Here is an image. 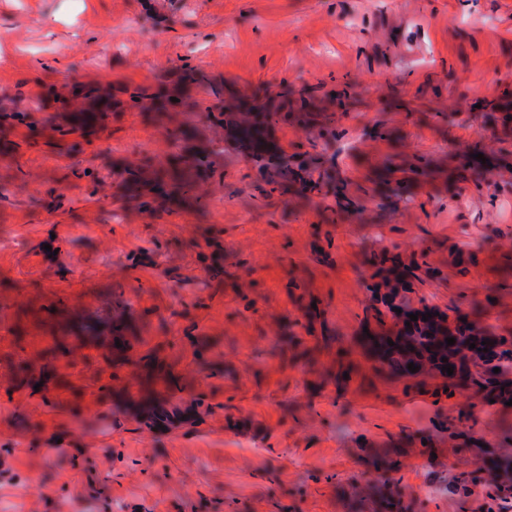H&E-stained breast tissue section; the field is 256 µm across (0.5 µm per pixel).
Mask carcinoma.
Here are the masks:
<instances>
[{
  "label": "carcinoma",
  "instance_id": "1",
  "mask_svg": "<svg viewBox=\"0 0 512 512\" xmlns=\"http://www.w3.org/2000/svg\"><path fill=\"white\" fill-rule=\"evenodd\" d=\"M127 94L129 100H118L115 107L129 105L156 113L157 123L166 135L180 142L177 150L162 158L141 157L130 161L121 174L118 187L145 209L159 201L169 202L179 197H190L202 203L211 193L214 157L224 155L223 143L228 138L235 149L247 154L265 175L270 191L286 192L289 186L297 184L303 192L320 194L332 185L334 194L342 195V188L329 169H319L316 179L306 173L310 167L318 169L317 160L308 164L269 144L272 132L288 124L290 116L283 111L281 101L271 94L259 102H242L235 112H226L222 106L206 108L207 121L210 126L223 129L224 138L211 141L210 147L203 149L188 145L189 131L169 95L151 86H137ZM100 99L97 86L64 84L62 90L54 94L53 101L72 112L73 124H54L52 130L64 138L73 133L74 125L90 124L93 115L87 113V108ZM297 121L305 129L318 130L322 136H336L333 117L326 112H299ZM369 262L388 288L383 290L378 284L368 287L375 298L366 308L362 322L368 327V333L363 335V347L376 362L405 382L406 391L427 395L435 404L452 398L460 388L472 390L483 403L493 399L503 405L512 399V336L495 335L475 314H459L451 323L447 312L426 305L416 314L430 312L431 318L412 321L408 327L395 326L399 320L395 309L410 308L405 295L410 288L408 278L416 276L421 265L414 260L401 268L389 250L371 255ZM444 336L455 339V343L444 346ZM487 339L490 343L482 345ZM390 340L394 345L388 344ZM471 343L475 348H469ZM444 357L456 361L451 376L439 371ZM410 363L418 366V370L409 371ZM47 368L46 364L18 366L27 384L32 386L48 377ZM495 368L500 372H493ZM463 424L464 420L459 418L448 425V438L465 437L467 443L474 445L476 471L493 474L488 494L512 509V445L481 447L480 440L461 429ZM375 470L378 472L376 484L353 487L349 500L360 506L370 503L374 512H410L411 503L405 500L401 479L397 477L400 460L395 457L380 460Z\"/></svg>",
  "mask_w": 512,
  "mask_h": 512
}]
</instances>
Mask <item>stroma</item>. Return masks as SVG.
<instances>
[{"mask_svg": "<svg viewBox=\"0 0 512 512\" xmlns=\"http://www.w3.org/2000/svg\"><path fill=\"white\" fill-rule=\"evenodd\" d=\"M186 65L201 107L273 91L333 114V139L292 123L275 138L324 155L347 206L270 191L239 156L203 204L144 212L116 183L171 152L151 113L61 141L20 102L72 81L119 96ZM511 113L512 0H0V499L25 485L18 512H350L368 456L395 451L413 512H480L485 478L472 496L422 488L475 470L451 418L499 444L512 406L405 392L357 332L367 258L392 247L428 252L411 303L476 306L512 336ZM48 357L41 389L20 381Z\"/></svg>", "mask_w": 512, "mask_h": 512, "instance_id": "1", "label": "stroma"}]
</instances>
